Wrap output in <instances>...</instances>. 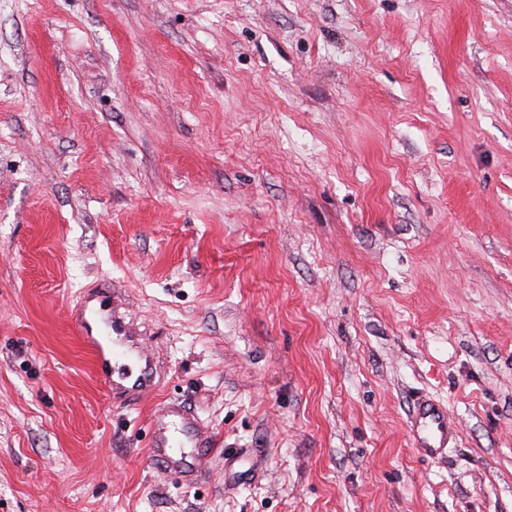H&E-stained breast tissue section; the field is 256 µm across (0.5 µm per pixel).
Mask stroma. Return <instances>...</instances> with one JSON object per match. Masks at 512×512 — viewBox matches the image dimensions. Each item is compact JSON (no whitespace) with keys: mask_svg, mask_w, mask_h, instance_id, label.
Instances as JSON below:
<instances>
[{"mask_svg":"<svg viewBox=\"0 0 512 512\" xmlns=\"http://www.w3.org/2000/svg\"><path fill=\"white\" fill-rule=\"evenodd\" d=\"M108 287L166 370L124 408ZM0 512H512V0H0ZM112 304L108 310H95L84 302L72 313V321L77 334L93 349L99 380L112 391V405L124 407L155 391L161 379L155 354L148 348L136 345L135 340L139 336H127L136 334L137 326L134 321L124 324L118 308L125 304L115 292ZM99 325L111 326L117 336H112V340L110 336H94V328ZM119 363L125 364L128 369L117 372L116 376V365ZM409 429L417 450L428 457H434L448 448L456 432L449 420L448 408L441 402L430 399L417 400L409 421ZM151 438L147 461L164 478L176 476L187 484L209 479L207 460L197 453L188 460L185 448H213L214 435L197 412L178 401L162 400L150 414Z\"/></svg>","mask_w":512,"mask_h":512,"instance_id":"1","label":"stroma"}]
</instances>
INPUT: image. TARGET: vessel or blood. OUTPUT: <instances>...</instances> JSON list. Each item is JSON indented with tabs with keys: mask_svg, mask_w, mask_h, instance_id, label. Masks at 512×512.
I'll use <instances>...</instances> for the list:
<instances>
[{
	"mask_svg": "<svg viewBox=\"0 0 512 512\" xmlns=\"http://www.w3.org/2000/svg\"><path fill=\"white\" fill-rule=\"evenodd\" d=\"M123 305L116 295L109 309L96 310L83 303L72 315L77 334L95 354L98 377L109 389L116 407L139 400L161 383L155 355L135 342L136 324L124 323L118 313ZM101 325L111 326L112 336L95 335V327ZM150 425L147 461L156 473L178 477L188 484L208 479L206 458L187 454L188 449L199 451L214 445L212 431L197 412L181 402L163 400L154 406ZM409 429L417 450L429 457L447 448L455 435L447 407L429 399L417 400Z\"/></svg>",
	"mask_w": 512,
	"mask_h": 512,
	"instance_id": "1",
	"label": "vessel or blood"
}]
</instances>
